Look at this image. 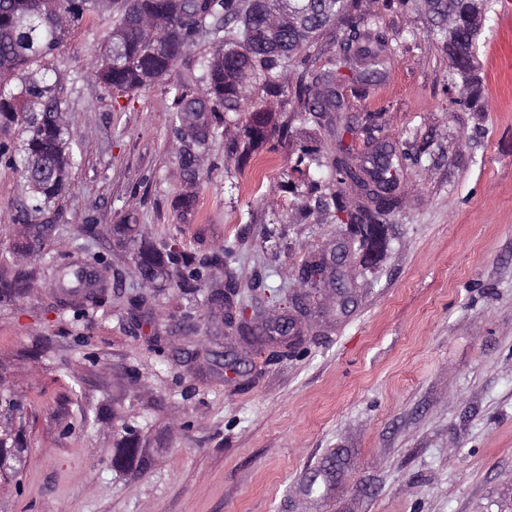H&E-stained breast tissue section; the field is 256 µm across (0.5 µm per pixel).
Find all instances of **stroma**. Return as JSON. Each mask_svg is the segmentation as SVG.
Listing matches in <instances>:
<instances>
[{
  "label": "stroma",
  "instance_id": "obj_1",
  "mask_svg": "<svg viewBox=\"0 0 512 512\" xmlns=\"http://www.w3.org/2000/svg\"><path fill=\"white\" fill-rule=\"evenodd\" d=\"M375 13L395 53L369 82H342L343 137L253 94L254 109L291 123L288 142L255 149L275 162L259 182L225 148L238 124L202 150L196 179L179 170L168 116L207 46L149 89L111 94L88 67L111 15L88 11L71 29L50 64L80 151L68 190L36 217L49 254L18 252L26 196L0 161V276L36 273L0 304V397L25 404L4 414L25 452L0 482V512H512V0L486 15L473 105L424 8ZM368 113L408 154L405 201L380 243L350 251L341 308L299 274L346 227L303 211L307 181L290 169L304 151L369 153ZM127 239L197 258L232 247L214 278L233 274L254 332L287 313L290 344L247 343L223 311L142 284ZM92 255L115 296L77 314L58 268ZM141 293L151 304L134 322ZM131 436L138 453L114 464Z\"/></svg>",
  "mask_w": 512,
  "mask_h": 512
}]
</instances>
